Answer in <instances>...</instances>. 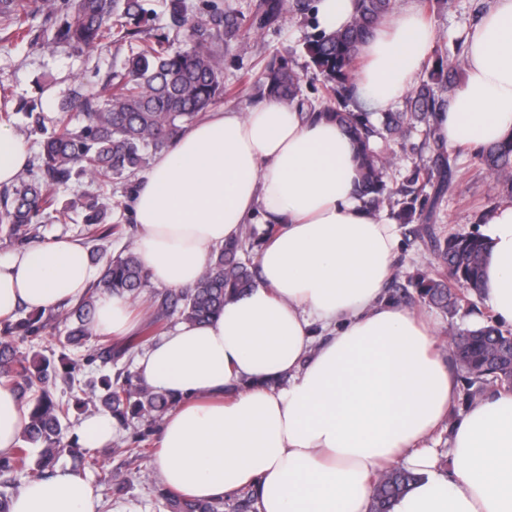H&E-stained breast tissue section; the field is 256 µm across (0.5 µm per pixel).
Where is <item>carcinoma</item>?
Here are the masks:
<instances>
[{
  "instance_id": "cac0c4a2",
  "label": "carcinoma",
  "mask_w": 512,
  "mask_h": 512,
  "mask_svg": "<svg viewBox=\"0 0 512 512\" xmlns=\"http://www.w3.org/2000/svg\"><path fill=\"white\" fill-rule=\"evenodd\" d=\"M169 27L183 35L175 45L167 37L142 36L141 26L155 10L148 0H0V29L5 39L23 42L32 32L30 20L43 14L53 21V42L76 49L109 48L128 44L131 49L121 69L112 72L101 92L75 90L60 104L63 112L77 109L84 124L72 129L54 128L41 140L37 172L17 187L0 189V236L24 247L36 236L45 220L66 224L78 207L84 210L83 238L91 258H98L101 244L122 233L121 225L106 222L107 203L90 193L83 202L61 203L59 192L75 181L98 182L132 179L149 165L150 158L169 147L189 126L224 96V49L240 36L243 28L264 30L276 25L284 12L296 9L314 14L313 0H260L254 10L211 8L206 16L189 13L185 0H162ZM350 25L329 31L315 24V33L303 43L310 79L322 83L324 103L317 107L304 95V75L285 55L267 60L260 73L262 95L327 115L353 138L361 195L373 210L388 208L396 224L411 227L410 233L430 243L444 273H418L407 284L395 285L392 299L423 301L443 311H455L485 288L483 265L489 245L481 234L441 237L434 232L440 206L460 176L458 156L440 145L434 114L445 101L441 89L454 86L463 74L460 65L439 50L425 66L419 83L406 97L403 112H362L353 109L357 95L353 71L359 46L375 26L392 15L398 0H353ZM424 136L433 152L431 164L411 170L401 185L391 188L386 170L392 158L383 152L390 140L412 132ZM482 163L501 185V194L512 198V141L481 147ZM268 225L259 230L248 224L242 236L228 241L211 256L208 268L196 285L186 290L158 291L150 296L147 317L136 336L118 344L112 337L93 336L96 302L103 294L140 296L150 283V274L137 252L127 246L108 259L86 294L69 307L49 312L27 311L24 316L0 324V370L7 373L17 394L28 408V425L15 446L0 455V512H10L12 477L34 474L48 477L63 451L75 468L97 472L105 489V507L126 492V483L116 482L112 472L97 457L78 444L73 435L62 443L71 417L89 403H100L116 425L159 422L176 406L177 399L165 391L142 384L138 375L120 365L132 349L149 341L173 316L182 321L204 323L224 308V303L256 285V273L248 255L273 232ZM61 324L65 335L58 338L60 350L43 346V339ZM466 374L493 385L512 389V331L494 316L459 334L451 343ZM110 366L114 374L99 379L100 392L88 388L83 372ZM150 431H135L125 440L122 453L136 463L148 456ZM40 449L33 455V449ZM417 480L416 474L397 467L375 481L371 512H390L395 499ZM150 494L156 512H258L257 498L249 490L214 500L184 498L165 485L152 484Z\"/></svg>"
}]
</instances>
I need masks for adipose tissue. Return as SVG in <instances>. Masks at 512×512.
<instances>
[{"mask_svg":"<svg viewBox=\"0 0 512 512\" xmlns=\"http://www.w3.org/2000/svg\"><path fill=\"white\" fill-rule=\"evenodd\" d=\"M436 46L435 27L406 0L359 48L355 83L371 112L394 108ZM465 79L435 125L446 149L512 139V0H494L465 43ZM30 152L0 126V185ZM355 149L335 121L266 99L219 109L154 159L133 191L136 250L151 279L189 288L211 253L244 225L273 224L257 253L258 285L204 324L182 322L135 357L141 381L178 403L159 429L165 486L212 500L246 489L260 512H370L372 487L405 463L418 478L391 512H512V392L471 403L457 420L456 374L434 325L387 299L398 229L359 199ZM483 301L512 323V201L487 208ZM88 251L56 238L0 254V320L82 297L97 277ZM119 295L99 299L94 331L133 335ZM287 378V387H269ZM28 412L0 377V454ZM448 429L453 469L428 442ZM93 486L71 467L32 476L11 512H99Z\"/></svg>","mask_w":512,"mask_h":512,"instance_id":"obj_1","label":"adipose tissue"}]
</instances>
